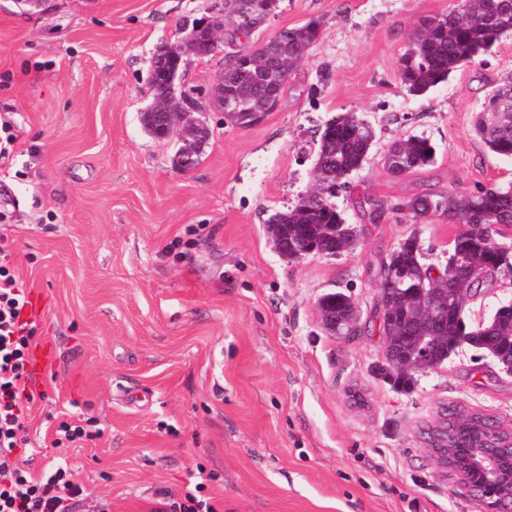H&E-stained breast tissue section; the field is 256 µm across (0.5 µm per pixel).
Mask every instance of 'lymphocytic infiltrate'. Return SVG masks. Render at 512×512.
<instances>
[{
	"instance_id": "lymphocytic-infiltrate-1",
	"label": "lymphocytic infiltrate",
	"mask_w": 512,
	"mask_h": 512,
	"mask_svg": "<svg viewBox=\"0 0 512 512\" xmlns=\"http://www.w3.org/2000/svg\"><path fill=\"white\" fill-rule=\"evenodd\" d=\"M27 305L25 288L14 268L0 262V512H77L83 489L63 465L44 478H34L11 460L25 442L24 420L30 400L22 385L33 332L21 319Z\"/></svg>"
}]
</instances>
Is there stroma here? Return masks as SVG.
Wrapping results in <instances>:
<instances>
[{
    "label": "stroma",
    "mask_w": 512,
    "mask_h": 512,
    "mask_svg": "<svg viewBox=\"0 0 512 512\" xmlns=\"http://www.w3.org/2000/svg\"><path fill=\"white\" fill-rule=\"evenodd\" d=\"M460 4L279 0L251 43L311 18L321 40L262 124L210 113L212 137L184 172L142 127L146 70L214 0H0V118L16 136L0 161V246L43 360L24 386L21 469L68 465L81 512H167L194 488L214 512H484L441 468L433 432L447 407L512 431V375L465 346L398 391L375 371L380 336L331 335L316 309L340 290L369 317L380 260L410 234L426 263L446 262L456 225L368 224L358 199L512 181V158L472 132L491 82L512 75V34L427 95L398 79L418 21ZM339 112L376 133L335 199L361 236L337 256L285 259L264 219L307 189L315 131ZM406 134L429 137L436 162L394 177L383 152ZM63 422L93 440L54 447Z\"/></svg>",
    "instance_id": "obj_1"
}]
</instances>
